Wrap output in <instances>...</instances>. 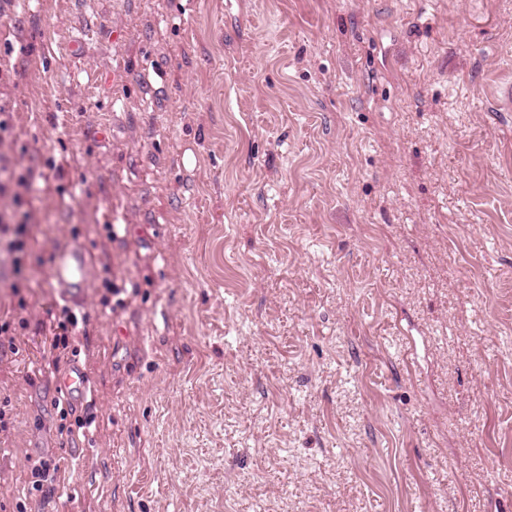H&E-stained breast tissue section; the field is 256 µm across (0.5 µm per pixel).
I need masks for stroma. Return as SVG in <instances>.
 <instances>
[{"mask_svg":"<svg viewBox=\"0 0 512 512\" xmlns=\"http://www.w3.org/2000/svg\"><path fill=\"white\" fill-rule=\"evenodd\" d=\"M509 83L512 0H0V512H512ZM91 265L90 253L80 244L60 249L56 253L52 279L67 299L81 300ZM56 326L48 345V354L52 362L56 364L66 357L71 349L72 336H77L79 331V319L75 312L68 306H62L55 315ZM89 387L88 375L81 366L71 364L63 377L61 390L67 395L81 394L84 398ZM60 467L53 458H43L38 460L31 468L32 489L42 491L44 484L52 485L54 477L58 474Z\"/></svg>","mask_w":512,"mask_h":512,"instance_id":"obj_1","label":"stroma"}]
</instances>
